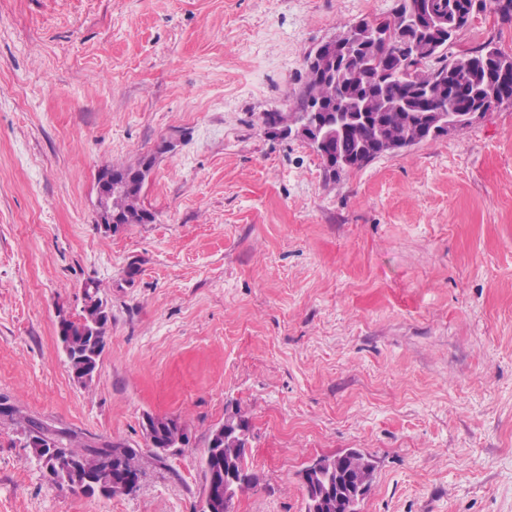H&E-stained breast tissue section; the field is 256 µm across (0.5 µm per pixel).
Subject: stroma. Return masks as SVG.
<instances>
[{
	"mask_svg": "<svg viewBox=\"0 0 512 512\" xmlns=\"http://www.w3.org/2000/svg\"><path fill=\"white\" fill-rule=\"evenodd\" d=\"M395 0H0V512H199L200 459L248 417L235 512H305L299 473L371 455L360 512H512V105L332 175L290 112L304 60ZM512 24L477 11L456 49ZM142 204L97 226L96 182L159 139ZM97 284L112 321L85 392L57 341ZM145 456L136 489L59 488L36 420Z\"/></svg>",
	"mask_w": 512,
	"mask_h": 512,
	"instance_id": "35a3bbf8",
	"label": "stroma"
}]
</instances>
